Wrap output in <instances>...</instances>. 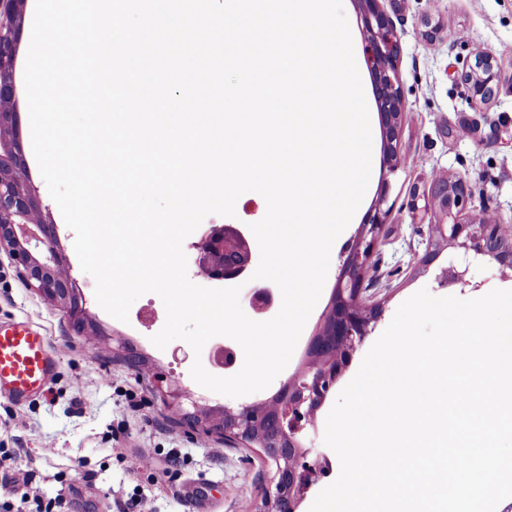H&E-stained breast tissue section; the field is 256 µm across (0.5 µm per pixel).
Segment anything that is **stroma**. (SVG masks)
<instances>
[{
    "label": "stroma",
    "mask_w": 512,
    "mask_h": 512,
    "mask_svg": "<svg viewBox=\"0 0 512 512\" xmlns=\"http://www.w3.org/2000/svg\"><path fill=\"white\" fill-rule=\"evenodd\" d=\"M400 38L399 80L405 118L400 166L383 163L382 130L376 101H369L372 170L365 201L373 203L390 182V216L365 286L382 301L383 313L338 380L345 387L357 373L398 307L420 289L432 295L474 299L494 289L512 290L484 264L471 268L473 286L439 287L436 275L447 255L424 263L422 240L432 220L428 201L432 172L465 179L474 212L487 211L512 224V0H380ZM491 52L501 70L497 97L477 108L460 79L472 51ZM27 172L38 190L83 293L84 314L97 324L110 349L132 344L149 367L168 382L219 408L227 396L213 393L191 376L192 360L173 347L156 348L151 338L166 321L161 298L148 293L121 322L98 304L94 279L82 271L74 233L64 224L34 155ZM358 229L350 224L330 256L321 297L311 312L286 368L270 387L246 395L269 399L306 361L330 301L344 253ZM29 321L48 337L57 356V375L48 393L17 404L0 397V494L6 486L31 481L44 498H64L61 512H120L121 504L145 495L153 512H251L268 486L269 467L249 448H229L174 424L154 392L151 377L126 362L100 354L96 340L77 332L66 312L44 301L18 275L8 247H0V323Z\"/></svg>",
    "instance_id": "stroma-1"
}]
</instances>
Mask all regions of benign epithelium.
Here are the masks:
<instances>
[{"mask_svg":"<svg viewBox=\"0 0 512 512\" xmlns=\"http://www.w3.org/2000/svg\"><path fill=\"white\" fill-rule=\"evenodd\" d=\"M18 0H0V26L13 30ZM366 34L365 53L374 75L379 114L384 130V163L389 171L398 168L393 152L398 150L403 122V100L399 85V36L393 19L379 6V0H358ZM461 79L471 101L487 104L499 91L494 56L488 51L473 55L466 62ZM17 97L15 83L0 84V127L12 126L8 149L0 148V168L22 170L23 150L13 102ZM388 185H382L380 196L366 212L353 245L343 260L332 298L319 329L311 338L307 357L309 365L300 368L274 394L275 424L270 434L257 440L253 431L265 419L262 404L242 403L224 406V418L214 423L195 420L200 399L156 374L154 382L168 406L183 414L192 429L207 437H217L226 444L258 447L273 468L268 493L257 505V512H296L306 492L329 470L325 457L308 460L311 448L306 441L315 427L314 415L350 365L357 348L371 332V323L382 313L379 304L367 303L364 293L365 275L374 255L375 245L386 224L389 210ZM471 199L469 186L462 179L435 186L431 210L446 220L428 225L422 244L425 261H433L442 250H448V266L441 271L439 283L444 286H473L469 278L473 261L481 260L495 268L502 278L512 272V225L498 218L491 221L482 214L467 215ZM244 239L232 224L211 225L194 245V264L208 278L216 281H239L246 277L252 252L234 251ZM0 244L9 247L17 272L27 285L47 301L67 308L79 319L83 298L76 279L70 274L57 275L55 267H64V258L56 232L44 222L37 190L27 183L17 184L0 176ZM274 304L271 288L252 289L251 306L260 313ZM210 366L224 373L236 364V352L228 342H217L207 353Z\"/></svg>","mask_w":512,"mask_h":512,"instance_id":"7a95c632","label":"benign epithelium"}]
</instances>
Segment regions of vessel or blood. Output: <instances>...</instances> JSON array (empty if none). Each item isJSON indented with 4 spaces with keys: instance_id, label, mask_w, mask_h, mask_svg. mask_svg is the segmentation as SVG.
<instances>
[{
    "instance_id": "1",
    "label": "vessel or blood",
    "mask_w": 512,
    "mask_h": 512,
    "mask_svg": "<svg viewBox=\"0 0 512 512\" xmlns=\"http://www.w3.org/2000/svg\"><path fill=\"white\" fill-rule=\"evenodd\" d=\"M57 369L46 336L26 321L0 324V396L22 403L45 394Z\"/></svg>"
}]
</instances>
